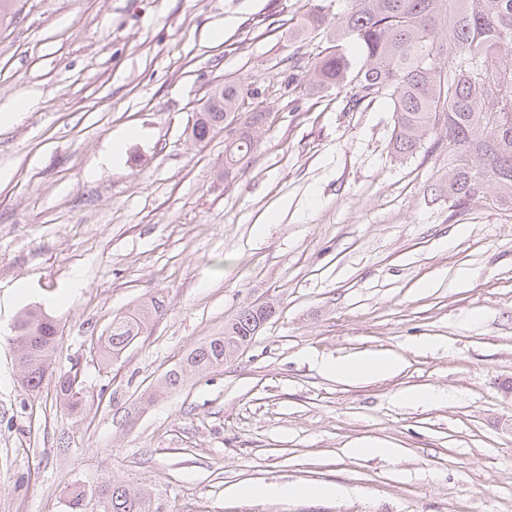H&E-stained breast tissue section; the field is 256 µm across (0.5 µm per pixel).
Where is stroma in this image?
<instances>
[{"label":"stroma","instance_id":"35a3bbf8","mask_svg":"<svg viewBox=\"0 0 512 512\" xmlns=\"http://www.w3.org/2000/svg\"><path fill=\"white\" fill-rule=\"evenodd\" d=\"M352 0H0V512H70L105 479L160 512H512V210L441 187L454 150L391 156L386 100L350 109L296 59L311 5ZM227 79L274 119L223 179L224 135L193 114ZM132 129L123 159L103 164ZM167 305L112 362L98 341L154 294ZM275 316L223 367L141 393L245 305ZM59 322L52 378L17 383L11 326ZM396 354L358 383L327 359ZM430 387L446 401L420 406ZM375 442L397 457H358ZM336 484L341 498L244 499L235 486ZM55 387L60 395L68 402L70 408L77 409L82 401V388L69 372H60L55 377ZM80 395V396H79Z\"/></svg>","mask_w":512,"mask_h":512}]
</instances>
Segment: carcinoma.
<instances>
[{"label":"carcinoma","instance_id":"carcinoma-1","mask_svg":"<svg viewBox=\"0 0 512 512\" xmlns=\"http://www.w3.org/2000/svg\"><path fill=\"white\" fill-rule=\"evenodd\" d=\"M324 6L315 5L301 31L322 27ZM361 49L355 67L349 44ZM314 88H351L356 108L385 98L394 117L392 154L403 160L416 154L425 138L443 132L454 147L448 168V198L466 204L492 189L494 201L512 209V0H353L336 22V36L308 66ZM245 83L229 80L216 86L195 113L191 135L205 140L215 129L238 118L236 137L224 139V179L234 178L251 159L266 127L267 112L247 106ZM275 305L241 308L224 332L195 347L182 363L166 372L157 389L176 391L189 375H203L224 365L258 335L259 322ZM164 310L152 297L133 312L112 319L105 349L118 355ZM58 322L46 311L28 310L15 324L20 355L19 382L39 392L52 364ZM55 387L76 409L82 388L76 377L61 372ZM109 512H159L145 490L106 480L96 489Z\"/></svg>","mask_w":512,"mask_h":512}]
</instances>
